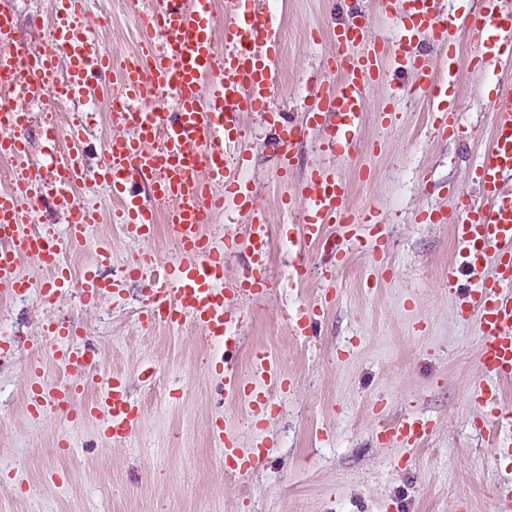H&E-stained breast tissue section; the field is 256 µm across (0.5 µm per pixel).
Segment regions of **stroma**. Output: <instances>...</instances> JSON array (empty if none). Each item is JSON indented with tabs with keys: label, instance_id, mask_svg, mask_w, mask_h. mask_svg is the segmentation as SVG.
I'll list each match as a JSON object with an SVG mask.
<instances>
[{
	"label": "stroma",
	"instance_id": "stroma-1",
	"mask_svg": "<svg viewBox=\"0 0 512 512\" xmlns=\"http://www.w3.org/2000/svg\"><path fill=\"white\" fill-rule=\"evenodd\" d=\"M9 2L18 37L41 47L50 34V0ZM143 7L142 0H87L80 21L97 31L115 67L141 50ZM252 8L275 13L280 23L276 109L241 116L245 176L258 188L271 225L272 287L260 302L236 294L247 263L243 244L225 252L222 286L228 315L241 321L235 366L249 373L252 350L264 349L292 388L253 419L225 393L223 374L209 368L222 350L200 330L142 324L144 281L127 280L115 297L94 304L71 289L48 307L39 295L47 271L37 259H23L19 273L31 282L30 292L0 300V343L7 345L0 357V512H496L495 489L512 477V458L490 448L479 428L484 413L473 398L481 376L479 338L461 318L472 280L460 275L451 292L444 276L454 252L456 193L474 190V170L492 136L479 94L497 80H512V67L462 69L457 92L468 131L448 136L433 129L430 106L399 94L412 74L384 68L367 96L354 148L325 150L324 131L308 128L298 164L280 185L279 132L303 121L310 80L336 51L334 28L356 11L371 37L390 40L401 16L384 15L377 0H252ZM112 89V80L94 81L67 111L32 108V177L67 149L65 140H48L51 126L81 128L85 167L98 168L107 142L125 133L110 109ZM321 167L347 183L354 211H371L360 239L332 227L321 243L307 244L302 230L283 231L304 207L311 172ZM76 198L95 206L101 221L83 246L66 249L73 271L102 246L111 248L116 268L145 253L160 265L175 259L164 227L145 241L124 236L112 222L117 203L106 187L79 186ZM432 212L447 223L428 221ZM298 262L304 275L296 284ZM318 302L326 310L314 335L297 341L288 310ZM62 317L80 328L71 345L95 356L78 404L119 374L140 406L141 422L126 441L112 442L95 419L29 414L30 362L42 361L47 381L67 377L43 334L47 322ZM408 412L436 423L423 445L377 439L382 425ZM217 418L241 452L265 441L260 468L241 477L225 463L210 440ZM62 439L63 452L56 447Z\"/></svg>",
	"mask_w": 512,
	"mask_h": 512
}]
</instances>
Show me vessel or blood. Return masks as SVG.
Here are the masks:
<instances>
[{
	"instance_id": "b4317fda",
	"label": "vessel or blood",
	"mask_w": 512,
	"mask_h": 512,
	"mask_svg": "<svg viewBox=\"0 0 512 512\" xmlns=\"http://www.w3.org/2000/svg\"><path fill=\"white\" fill-rule=\"evenodd\" d=\"M250 0H224L223 16H216L212 0H158L142 20V37L147 52L126 60L112 95L124 106L116 121L126 135L113 138L94 173L81 163L80 129L67 134L68 153L53 160L39 180L17 178L0 191V299L28 292L31 285L18 275L22 259L39 258L50 270L52 282L42 289L44 304H55L60 289L76 287L85 302L94 303L116 295V281L104 267L112 260L110 248H99L80 274H73L63 258L67 247L83 245L89 229L98 221L94 208L77 203L74 191L86 180L107 185L118 203L113 214L129 238H152L157 222H164L169 238L181 259L165 266L164 276L151 278L156 262L145 257L143 264L125 270L131 279L150 278L149 301L141 313L150 327H175L192 323L207 339L229 343L224 291V252L237 247L236 238L215 241L203 228L215 214L225 223L238 215L250 218L247 247L250 273L236 288L239 295L257 301L271 285L268 276L269 226L257 203L259 192L241 176L245 157L239 150V120L242 113L272 111L275 106L277 73L274 61L279 49V25L275 17H257ZM86 0H54L51 28L53 51L33 49L16 36L11 9L0 5V159L19 162L26 156L25 131L29 107L43 101L50 91L78 95L92 78L110 73L112 62L91 28L76 19ZM403 20L395 38L388 43L370 39L365 22H350L334 31L336 52L326 61L336 80H323L316 102L306 112V122L285 129L280 137L279 179L287 181L295 166L297 146L309 125L324 123L327 145H353L361 123L370 80L380 76L385 62L411 71L408 95L432 107L437 129L451 133L464 126L453 90L462 67L475 68L512 61V12L503 0H483L482 10L467 23L473 45L468 58H460L456 44L448 39L455 25L450 15L440 14L433 0H403ZM224 26V44L216 46V24ZM428 32L444 57L442 71L425 64L418 46L421 32ZM67 59L65 79L50 86L49 77L58 69V59ZM487 101L491 107L493 137L475 169L478 195L460 193L459 220L454 224V260L445 283L458 286L457 275L466 271L476 280L463 317L472 321L480 337L482 375L474 393L484 408L486 440L500 453L512 454V415L502 410L500 385L512 378V81L498 83ZM141 181L154 198L146 205L134 181ZM142 188V189H143ZM348 188L329 168L313 171L306 204L299 222L309 241L322 239L330 225L358 236L364 222L352 212ZM56 208L69 213L67 240L54 239L33 230L36 208ZM494 254H487L486 245ZM494 261L491 277H483L487 261ZM322 306L297 307L292 330L308 336ZM77 329L67 319L49 322L44 334L55 345L53 359L65 371L83 369L88 360L81 350L68 346ZM30 415L71 411L80 393L70 382L49 383L41 363L28 368ZM224 388L245 403L252 415L263 414L272 396L291 389L278 362L267 351L253 350L251 371L242 375L225 364ZM87 416L102 417L106 434L124 438L135 431L141 411L127 391L124 378L112 375L100 396L84 405ZM435 428L432 419L406 414L382 426V441L416 446ZM213 442L225 456L236 458L239 474L256 470L263 462L262 450L242 453L234 448L223 424H213Z\"/></svg>"
}]
</instances>
